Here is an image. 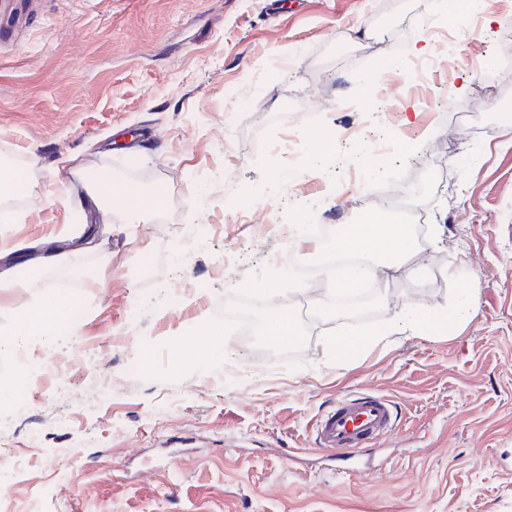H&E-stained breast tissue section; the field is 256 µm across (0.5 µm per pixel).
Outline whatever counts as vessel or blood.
Returning a JSON list of instances; mask_svg holds the SVG:
<instances>
[{
	"instance_id": "1",
	"label": "vessel or blood",
	"mask_w": 512,
	"mask_h": 512,
	"mask_svg": "<svg viewBox=\"0 0 512 512\" xmlns=\"http://www.w3.org/2000/svg\"><path fill=\"white\" fill-rule=\"evenodd\" d=\"M395 421L393 403L386 396L344 394L313 420L311 447L330 456L344 472L362 449L376 446L390 433Z\"/></svg>"
}]
</instances>
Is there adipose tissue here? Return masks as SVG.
Wrapping results in <instances>:
<instances>
[{
    "instance_id": "adipose-tissue-1",
    "label": "adipose tissue",
    "mask_w": 512,
    "mask_h": 512,
    "mask_svg": "<svg viewBox=\"0 0 512 512\" xmlns=\"http://www.w3.org/2000/svg\"><path fill=\"white\" fill-rule=\"evenodd\" d=\"M336 251L344 255H371L377 257V264L366 268H347L336 274V286L341 291L354 289L365 277L377 275L379 270L407 271L414 274L419 270L413 261L420 248L406 224L382 223L378 212H370L361 224L340 225L336 235ZM71 302L57 296L48 306L24 311L16 322L9 337L0 339V355H10L23 348L47 342L58 330L55 320L49 319L48 310L68 312Z\"/></svg>"
}]
</instances>
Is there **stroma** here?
Segmentation results:
<instances>
[{
  "label": "stroma",
  "instance_id": "35a3bbf8",
  "mask_svg": "<svg viewBox=\"0 0 512 512\" xmlns=\"http://www.w3.org/2000/svg\"><path fill=\"white\" fill-rule=\"evenodd\" d=\"M25 3L0 47V161L34 175L0 200V273L43 276L0 288V335L55 295L76 313L49 384L0 399V499L42 512H512V123L500 120L512 72L498 96L477 94L512 58V0H487L450 35L435 0ZM294 130L330 134L333 151L302 154L288 178L268 146ZM108 169V221L77 247L83 184ZM131 187L163 191L165 206L134 223ZM372 194L394 198L424 245L423 274L375 284L380 320L446 307L466 276L465 327L394 332L335 361L324 337L345 320L301 311L293 354L229 336L223 364L165 378L170 342L303 257L283 232L293 209L335 229L372 211ZM57 242L72 248L46 263ZM147 356L156 375L131 372ZM349 391L388 396L397 421L372 463L335 474L309 450L310 425Z\"/></svg>",
  "mask_w": 512,
  "mask_h": 512
}]
</instances>
